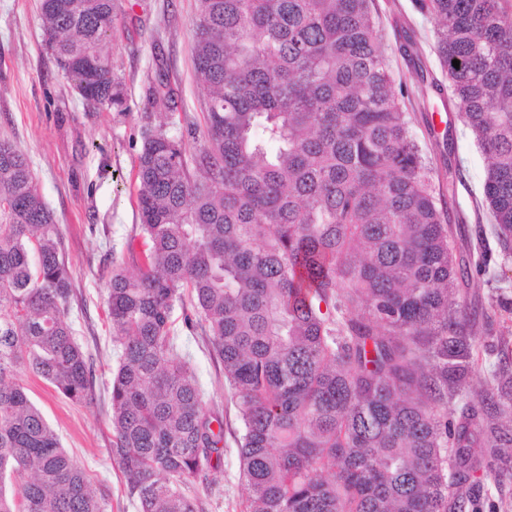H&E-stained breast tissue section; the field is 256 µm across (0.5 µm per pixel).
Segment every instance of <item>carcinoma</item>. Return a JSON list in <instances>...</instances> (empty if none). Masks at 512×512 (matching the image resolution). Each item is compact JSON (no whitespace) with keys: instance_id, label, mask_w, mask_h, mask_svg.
<instances>
[{"instance_id":"cac0c4a2","label":"carcinoma","mask_w":512,"mask_h":512,"mask_svg":"<svg viewBox=\"0 0 512 512\" xmlns=\"http://www.w3.org/2000/svg\"><path fill=\"white\" fill-rule=\"evenodd\" d=\"M484 157L476 262L457 256L436 171L392 77L372 0H200L197 124L148 126L135 167L146 262L112 267V460L139 512H202L221 459L173 314L208 336L238 411L246 512H497L512 484V363L466 402L474 279L512 257V0H416ZM117 0H40L45 49L99 110H126L109 44ZM459 60V67L453 60ZM175 106L167 70L146 91ZM60 225L31 163L0 139V512H107L17 378L90 404ZM463 402L448 416V402ZM486 449L485 464L472 449Z\"/></svg>"}]
</instances>
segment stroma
I'll return each instance as SVG.
<instances>
[{"label": "stroma", "mask_w": 512, "mask_h": 512, "mask_svg": "<svg viewBox=\"0 0 512 512\" xmlns=\"http://www.w3.org/2000/svg\"><path fill=\"white\" fill-rule=\"evenodd\" d=\"M112 60L127 88L124 114L90 110L70 89L45 49L39 0H0V137L27 153L41 194L60 225L75 288L74 335L94 370L96 400L72 402L27 370L19 380L58 433L64 448L110 496V512H138L126 479L112 460L110 383L115 347L105 297L113 261L136 272L144 246L137 225L133 167L145 126L157 123L145 97L157 62L167 63L175 93L172 133L201 122L205 90L194 78L192 22L199 0H118ZM372 11L395 80L417 87L406 101L414 129L437 173L456 172V194L443 199L455 226L458 254H472L484 205L481 152L463 124L434 50V27L415 0H373ZM181 353L203 392L204 406L224 419L219 468L194 494L204 512H245L239 477V423L224 366L205 336L180 330Z\"/></svg>", "instance_id": "1"}]
</instances>
